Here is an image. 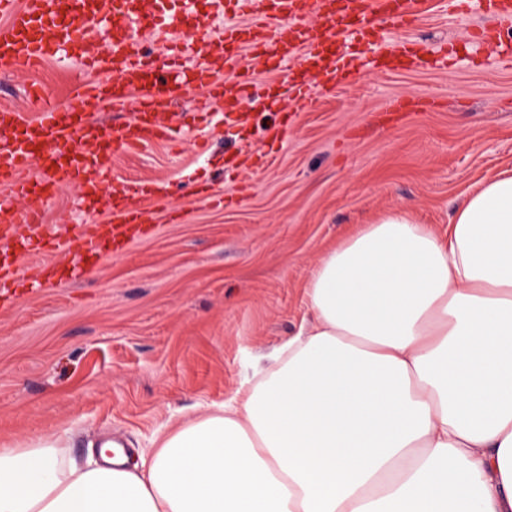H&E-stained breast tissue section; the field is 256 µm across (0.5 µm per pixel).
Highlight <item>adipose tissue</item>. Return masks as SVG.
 Here are the masks:
<instances>
[{
    "label": "adipose tissue",
    "instance_id": "1",
    "mask_svg": "<svg viewBox=\"0 0 512 512\" xmlns=\"http://www.w3.org/2000/svg\"><path fill=\"white\" fill-rule=\"evenodd\" d=\"M306 298L266 368L139 463L0 448V512H512V173L444 234L381 214Z\"/></svg>",
    "mask_w": 512,
    "mask_h": 512
}]
</instances>
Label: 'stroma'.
Listing matches in <instances>:
<instances>
[{
	"instance_id": "1",
	"label": "stroma",
	"mask_w": 512,
	"mask_h": 512,
	"mask_svg": "<svg viewBox=\"0 0 512 512\" xmlns=\"http://www.w3.org/2000/svg\"><path fill=\"white\" fill-rule=\"evenodd\" d=\"M411 24L380 25L382 41L457 45L446 68L363 65L320 91L306 112L246 98L247 125L224 124L222 103L189 91L177 113L196 115L174 138L119 155L104 177L161 184L152 228L106 251L85 274L0 295V446L65 435L67 455L90 456L111 434L131 459L198 404H223L265 367L307 317L305 287L327 249L387 210L440 231L480 183L512 171V59H494L470 33L512 42V25L422 0ZM75 63L0 75V105L38 106L30 86L67 97ZM425 107L400 116L393 98ZM284 123L279 141L265 126ZM106 203L81 204L69 186L44 202L42 242L108 221Z\"/></svg>"
}]
</instances>
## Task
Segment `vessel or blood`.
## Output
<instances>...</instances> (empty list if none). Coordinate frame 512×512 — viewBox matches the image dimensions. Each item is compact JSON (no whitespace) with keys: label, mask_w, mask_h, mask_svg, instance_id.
<instances>
[{"label":"vessel or blood","mask_w":512,"mask_h":512,"mask_svg":"<svg viewBox=\"0 0 512 512\" xmlns=\"http://www.w3.org/2000/svg\"><path fill=\"white\" fill-rule=\"evenodd\" d=\"M512 18V0H459L457 7ZM244 23L225 22L214 33L207 22L169 12L164 0H0V73L17 74L60 58L85 73L67 99L38 93L40 110L0 108V288L9 287L29 252L30 231L39 224L46 196L79 184L87 201L102 191V178L119 152L169 139L171 106L188 91L215 80L217 66L232 71L227 107L259 94L239 62L242 49L267 59L271 67L293 65L296 75L278 94L298 112L308 111L316 84L345 81L357 48L371 44L377 21L409 25L420 0H236ZM108 25L112 45L100 53L90 29ZM176 33L163 53H145L135 29ZM121 120H98L102 106ZM112 216L85 225L60 247L71 254L67 273L79 277L85 257L96 255L101 238L119 247L143 232L144 210L134 187L114 184Z\"/></svg>","instance_id":"1"}]
</instances>
